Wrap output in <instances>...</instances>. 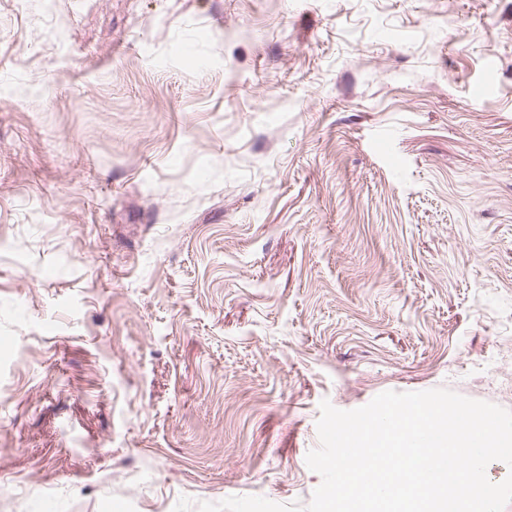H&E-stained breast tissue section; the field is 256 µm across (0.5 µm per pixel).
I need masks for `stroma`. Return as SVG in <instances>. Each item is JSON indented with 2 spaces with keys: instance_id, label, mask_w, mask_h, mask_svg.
<instances>
[{
  "instance_id": "stroma-1",
  "label": "stroma",
  "mask_w": 512,
  "mask_h": 512,
  "mask_svg": "<svg viewBox=\"0 0 512 512\" xmlns=\"http://www.w3.org/2000/svg\"><path fill=\"white\" fill-rule=\"evenodd\" d=\"M438 387L512 410V0H0V512L305 505Z\"/></svg>"
}]
</instances>
